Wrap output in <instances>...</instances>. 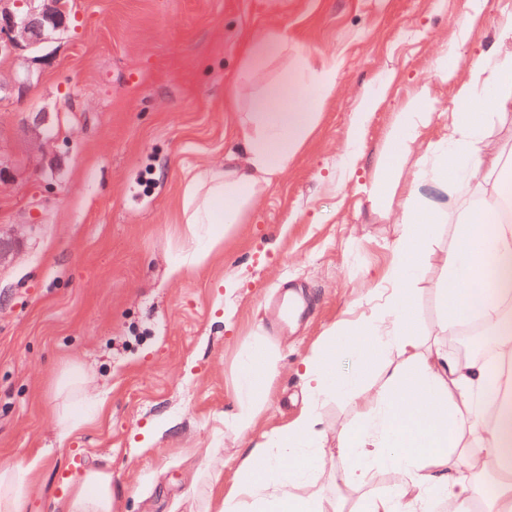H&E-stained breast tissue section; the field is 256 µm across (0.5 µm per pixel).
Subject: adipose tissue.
I'll return each mask as SVG.
<instances>
[{"mask_svg": "<svg viewBox=\"0 0 512 512\" xmlns=\"http://www.w3.org/2000/svg\"><path fill=\"white\" fill-rule=\"evenodd\" d=\"M495 39L455 93L458 109L447 135L421 146L433 119L435 91L453 79L462 47L443 45L429 78L414 93L405 112L387 132L381 162L371 177L376 203L397 224L394 263L388 293L370 317L351 323L347 335L365 365L383 362L382 383L369 392L361 376L337 379L327 353L303 362L307 399L286 428L262 433L239 457L237 480L218 512H330L318 492L326 434L321 427L322 397L332 396L366 409L365 419L341 431L337 484H365L377 469L399 474L394 490L369 491L358 512H423L433 499L452 498L455 512H474V478H497L490 512H512V162L498 159L482 171L489 137L490 107H512V7L503 6ZM288 48L284 33L253 41L237 73L229 106L235 112L236 137L224 162L195 172L182 192L180 221L185 247L174 276L204 263L237 224L246 223L269 187L288 171L316 130L332 82L320 71L296 73V87L253 91L257 69ZM483 175L493 207L457 204L458 186ZM495 225H487L488 213ZM452 221L436 295L441 332L456 335L472 318L490 329L503 368L495 394L486 391L488 364L478 355L458 357L418 336L410 286L427 263L425 243L431 227ZM396 361H389V354ZM278 373L277 356L255 339L238 356L235 408L225 424L239 434L251 432ZM63 397L51 411L61 435L76 423L74 405L89 401L86 376L74 368L58 381ZM42 453L26 465L0 468V512H27L30 476ZM111 471L86 472L56 498L54 512H112Z\"/></svg>", "mask_w": 512, "mask_h": 512, "instance_id": "1", "label": "adipose tissue"}]
</instances>
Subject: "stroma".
<instances>
[{
	"label": "stroma",
	"mask_w": 512,
	"mask_h": 512,
	"mask_svg": "<svg viewBox=\"0 0 512 512\" xmlns=\"http://www.w3.org/2000/svg\"><path fill=\"white\" fill-rule=\"evenodd\" d=\"M500 0L468 26L465 0H74L68 30L36 52L0 58V81L26 69L25 94L0 96V466L43 451L29 512H53L61 486L109 469L115 512H205L237 479L224 415L235 402L238 355L265 337L281 371L258 431L290 423L304 399V359L335 326L371 314L398 227L371 197L379 145L441 44L468 39L463 81L487 48ZM288 51L259 84L285 83L301 57L334 91L318 128L203 266L170 279L182 257L188 175L223 163L235 122L225 96L251 41L271 31ZM375 110L345 141L363 95ZM451 227L435 225L413 282L418 332L440 334L434 286ZM306 287L310 317L277 334L273 295ZM449 351L453 337L441 336ZM83 368L102 409L80 404L60 438L49 421L57 381ZM223 484L206 477L213 459Z\"/></svg>",
	"instance_id": "obj_1"
}]
</instances>
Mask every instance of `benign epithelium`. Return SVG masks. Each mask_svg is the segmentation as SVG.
<instances>
[{"label": "benign epithelium", "instance_id": "benign-epithelium-1", "mask_svg": "<svg viewBox=\"0 0 512 512\" xmlns=\"http://www.w3.org/2000/svg\"><path fill=\"white\" fill-rule=\"evenodd\" d=\"M67 15L63 0H0V55L36 48L48 39L46 25L59 31Z\"/></svg>", "mask_w": 512, "mask_h": 512}]
</instances>
